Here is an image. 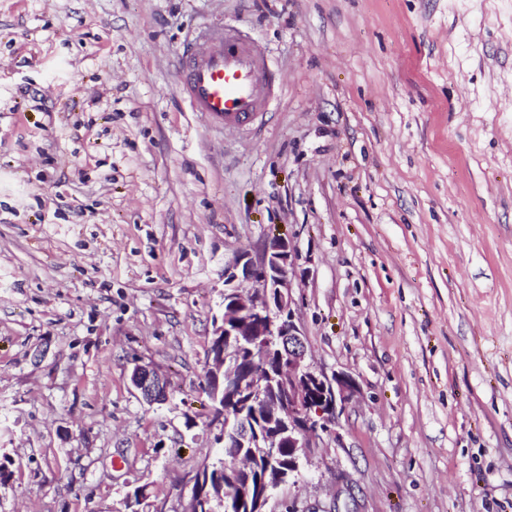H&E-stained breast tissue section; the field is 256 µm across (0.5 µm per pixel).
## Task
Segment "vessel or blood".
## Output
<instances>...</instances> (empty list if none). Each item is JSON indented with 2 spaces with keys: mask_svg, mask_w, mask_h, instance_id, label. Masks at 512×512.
Masks as SVG:
<instances>
[{
  "mask_svg": "<svg viewBox=\"0 0 512 512\" xmlns=\"http://www.w3.org/2000/svg\"><path fill=\"white\" fill-rule=\"evenodd\" d=\"M181 94L212 126L245 130L266 111L273 73L255 40L236 27L186 41L176 65Z\"/></svg>",
  "mask_w": 512,
  "mask_h": 512,
  "instance_id": "vessel-or-blood-1",
  "label": "vessel or blood"
}]
</instances>
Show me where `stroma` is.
Wrapping results in <instances>:
<instances>
[{
  "instance_id": "obj_1",
  "label": "stroma",
  "mask_w": 512,
  "mask_h": 512,
  "mask_svg": "<svg viewBox=\"0 0 512 512\" xmlns=\"http://www.w3.org/2000/svg\"><path fill=\"white\" fill-rule=\"evenodd\" d=\"M222 23L282 79L246 132L176 80ZM275 237L357 391L268 512H512V0H0V512H182L224 264ZM131 382L148 404L162 403L167 398L166 381L148 366H135Z\"/></svg>"
}]
</instances>
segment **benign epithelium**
<instances>
[{
    "label": "benign epithelium",
    "mask_w": 512,
    "mask_h": 512,
    "mask_svg": "<svg viewBox=\"0 0 512 512\" xmlns=\"http://www.w3.org/2000/svg\"><path fill=\"white\" fill-rule=\"evenodd\" d=\"M295 260V247L278 237L258 259L247 250L235 253L224 266L228 309L222 325L215 327L205 362L216 385L214 397L236 405L240 415L260 406L270 422L251 435L241 431L239 419L224 421L225 446L262 449L268 466L279 469L281 484L299 472L302 457L318 447L321 434L331 430L357 391L352 376L338 372L330 377L306 363L308 349L290 278ZM131 382L149 404L167 398L166 381L147 366L134 367ZM285 448L286 469L279 467ZM226 470L230 477L217 489H193L183 512H210L214 499L224 512H266L271 484L237 460Z\"/></svg>",
    "instance_id": "1"
}]
</instances>
